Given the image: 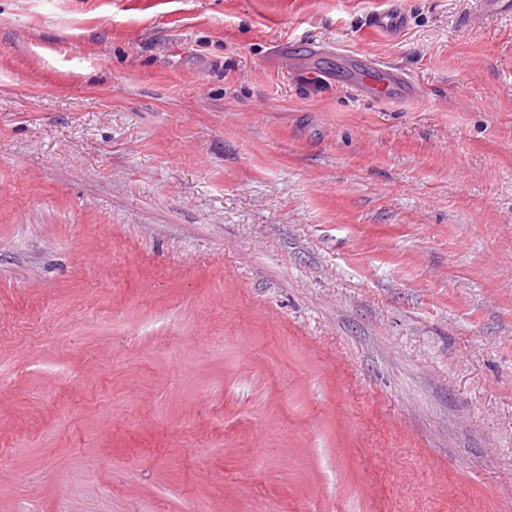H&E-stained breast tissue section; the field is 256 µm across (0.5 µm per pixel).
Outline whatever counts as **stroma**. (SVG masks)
Wrapping results in <instances>:
<instances>
[{"label":"stroma","mask_w":512,"mask_h":512,"mask_svg":"<svg viewBox=\"0 0 512 512\" xmlns=\"http://www.w3.org/2000/svg\"><path fill=\"white\" fill-rule=\"evenodd\" d=\"M384 2L0 0V512H512V17ZM388 6L369 15V26L383 35L401 34L408 27V17L396 0H388ZM340 79H346L347 86L374 100L404 101L416 94L410 76L376 58L358 59L351 66L337 70L336 80Z\"/></svg>","instance_id":"stroma-1"}]
</instances>
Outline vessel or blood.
Returning a JSON list of instances; mask_svg holds the SVG:
<instances>
[{
    "label": "vessel or blood",
    "mask_w": 512,
    "mask_h": 512,
    "mask_svg": "<svg viewBox=\"0 0 512 512\" xmlns=\"http://www.w3.org/2000/svg\"><path fill=\"white\" fill-rule=\"evenodd\" d=\"M369 25L380 34L395 35L406 30L408 17L396 0H389L387 7L370 14ZM336 76L354 91L374 100L404 101L415 96L411 77L376 58L355 60L351 66L337 71Z\"/></svg>",
    "instance_id": "obj_1"
}]
</instances>
